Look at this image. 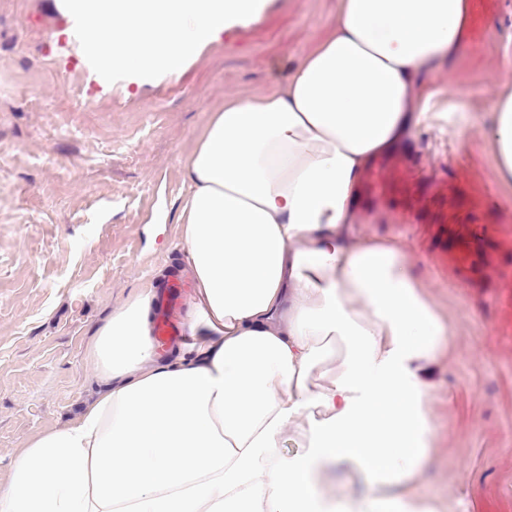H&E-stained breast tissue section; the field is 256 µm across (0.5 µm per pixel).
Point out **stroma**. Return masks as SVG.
<instances>
[{
	"mask_svg": "<svg viewBox=\"0 0 512 512\" xmlns=\"http://www.w3.org/2000/svg\"><path fill=\"white\" fill-rule=\"evenodd\" d=\"M479 58L464 55L434 83L467 84L485 110L512 89L501 53L512 0ZM336 0H264L216 33L180 73L97 80L62 0H0V483L18 448L69 422L92 387L85 348L101 323L158 268L179 270L177 217L185 165L212 112L230 98L266 96L332 34ZM469 155L453 135L418 146L428 171L494 178L479 129ZM383 202L364 198L362 230L400 237L455 332L429 402V465L419 498L444 512H512V338L487 303L490 271L449 287L435 229L399 234Z\"/></svg>",
	"mask_w": 512,
	"mask_h": 512,
	"instance_id": "1",
	"label": "stroma"
}]
</instances>
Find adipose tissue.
Segmentation results:
<instances>
[{
	"instance_id": "ef3b65f1",
	"label": "adipose tissue",
	"mask_w": 512,
	"mask_h": 512,
	"mask_svg": "<svg viewBox=\"0 0 512 512\" xmlns=\"http://www.w3.org/2000/svg\"><path fill=\"white\" fill-rule=\"evenodd\" d=\"M468 16V0H338L283 86L225 101L186 163L180 344L158 352L142 282L87 347L75 418L16 455L0 512H439L411 485L453 333L402 244L354 216L362 173L441 122L481 127L512 184V91L478 112L432 82ZM347 466L363 489L332 499L323 475Z\"/></svg>"
}]
</instances>
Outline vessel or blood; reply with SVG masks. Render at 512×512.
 <instances>
[{
  "instance_id": "obj_1",
  "label": "vessel or blood",
  "mask_w": 512,
  "mask_h": 512,
  "mask_svg": "<svg viewBox=\"0 0 512 512\" xmlns=\"http://www.w3.org/2000/svg\"><path fill=\"white\" fill-rule=\"evenodd\" d=\"M496 2L472 0L468 36L473 43L482 42ZM365 187L373 198L395 201V208L389 212L393 222L413 224L425 219L435 224L444 256L459 274L495 264L499 249L512 245V225L492 218L485 208L492 186L479 190L459 179L436 175L426 180L407 163L397 161L369 172ZM187 288V281L177 276L166 284L155 321V338L161 347L175 344L181 336L180 317ZM490 302L501 315V333L511 335L512 266L499 269Z\"/></svg>"
}]
</instances>
